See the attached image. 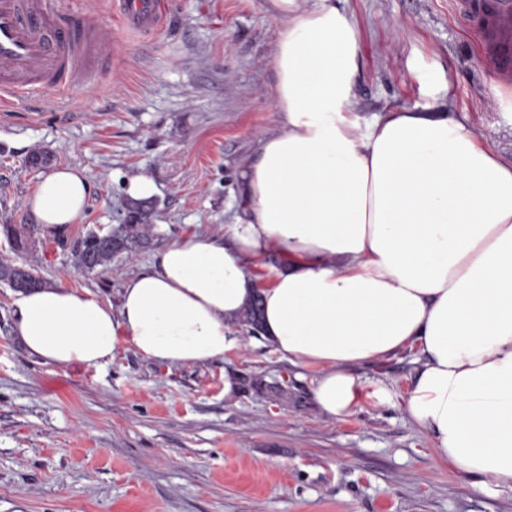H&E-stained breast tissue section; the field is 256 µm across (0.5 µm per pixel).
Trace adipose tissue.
<instances>
[{"instance_id":"1","label":"adipose tissue","mask_w":512,"mask_h":512,"mask_svg":"<svg viewBox=\"0 0 512 512\" xmlns=\"http://www.w3.org/2000/svg\"><path fill=\"white\" fill-rule=\"evenodd\" d=\"M266 6L283 20L274 122L240 172L244 218L170 242L115 305L59 284L16 293L14 333L59 367L102 366L125 340L159 363L204 365L237 347L232 328L258 294L262 338L316 369L323 416L353 414L367 393L387 402L359 368L415 352L404 411L433 455L478 489H512V164L443 114L360 121L352 14L336 0ZM89 195L81 170L58 167L28 205L61 230Z\"/></svg>"}]
</instances>
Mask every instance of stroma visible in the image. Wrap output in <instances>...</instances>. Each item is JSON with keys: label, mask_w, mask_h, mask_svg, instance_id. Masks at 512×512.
<instances>
[{"label": "stroma", "mask_w": 512, "mask_h": 512, "mask_svg": "<svg viewBox=\"0 0 512 512\" xmlns=\"http://www.w3.org/2000/svg\"><path fill=\"white\" fill-rule=\"evenodd\" d=\"M360 34L356 113L442 109L512 163V76H494L455 0H345ZM265 0H173L167 30L121 34L114 66L74 89L0 117V225L32 224L27 200L52 168L82 170L80 223L38 230L0 259L117 302L123 282L176 237L223 232L240 215L239 173L272 125L273 41ZM44 156L31 164L33 155ZM147 200L148 249L76 270L59 237L122 223L133 178ZM14 292L0 283V512H512V490H476L431 453L402 410L415 372L406 352L360 368L391 399L341 420L320 414L299 371L237 326L241 346L206 365L171 366L128 342L98 368L30 355L14 336ZM287 384V405L224 388V371Z\"/></svg>", "instance_id": "obj_1"}]
</instances>
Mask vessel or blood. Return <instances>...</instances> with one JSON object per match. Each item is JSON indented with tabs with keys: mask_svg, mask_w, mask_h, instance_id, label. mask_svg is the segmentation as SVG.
<instances>
[{
	"mask_svg": "<svg viewBox=\"0 0 512 512\" xmlns=\"http://www.w3.org/2000/svg\"><path fill=\"white\" fill-rule=\"evenodd\" d=\"M482 30L495 74L512 73V0H456ZM169 0H89L69 11L53 0H0V112L50 93L67 98L94 75L90 60L110 65L120 29L154 37L170 19Z\"/></svg>",
	"mask_w": 512,
	"mask_h": 512,
	"instance_id": "obj_1",
	"label": "vessel or blood"
}]
</instances>
